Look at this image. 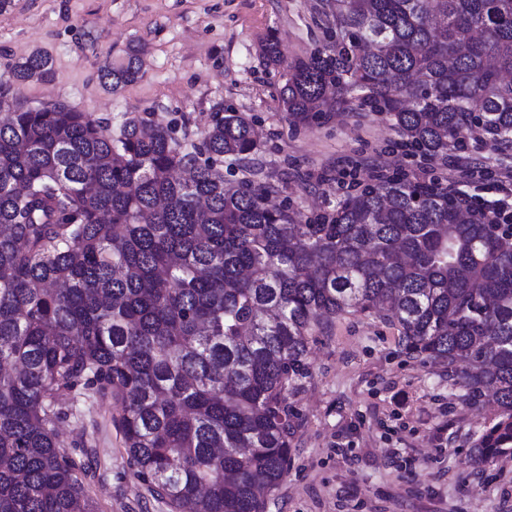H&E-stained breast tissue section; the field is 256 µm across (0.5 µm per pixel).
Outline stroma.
I'll use <instances>...</instances> for the list:
<instances>
[{"label": "stroma", "mask_w": 512, "mask_h": 512, "mask_svg": "<svg viewBox=\"0 0 512 512\" xmlns=\"http://www.w3.org/2000/svg\"><path fill=\"white\" fill-rule=\"evenodd\" d=\"M327 0H9L0 9V77L43 50L53 82H31L29 104L61 101L109 120L118 135L130 113L171 126L201 145L213 112L256 118L252 165L225 159L224 181L275 186L273 202L304 217L335 209L349 174L369 166L415 172L398 134L373 112L350 106L309 127L291 126L279 89L285 63L328 45ZM274 40L279 61L262 52ZM131 45L144 49L143 76L109 93L98 74ZM396 325L346 315L317 335L312 378L294 397L298 412L288 474L267 512H512V457L475 466L469 449L493 414L463 405L445 368L405 354ZM58 424L67 453L89 463L85 478L100 512H174L135 479L110 398L71 404Z\"/></svg>", "instance_id": "stroma-1"}]
</instances>
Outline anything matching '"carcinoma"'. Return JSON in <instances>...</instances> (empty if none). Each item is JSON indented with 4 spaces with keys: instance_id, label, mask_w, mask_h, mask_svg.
<instances>
[{
    "instance_id": "cac0c4a2",
    "label": "carcinoma",
    "mask_w": 512,
    "mask_h": 512,
    "mask_svg": "<svg viewBox=\"0 0 512 512\" xmlns=\"http://www.w3.org/2000/svg\"><path fill=\"white\" fill-rule=\"evenodd\" d=\"M339 40L287 66L285 118L357 95L404 144L444 159L467 131L512 145V0H336ZM130 46L100 71L141 78ZM54 80L35 50L0 79V512H97L63 449L59 405L118 401L129 465L177 512H266L288 474L292 398L322 322L376 315L495 416L470 448L512 456V224L461 221L441 184L382 178L302 220L270 190L224 185L254 120L213 114L202 148L132 116L14 87Z\"/></svg>"
}]
</instances>
